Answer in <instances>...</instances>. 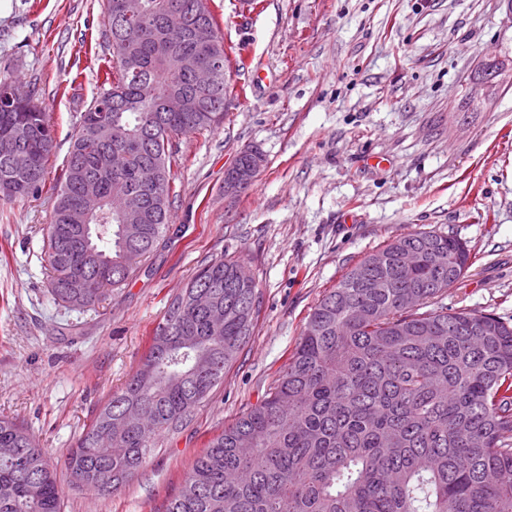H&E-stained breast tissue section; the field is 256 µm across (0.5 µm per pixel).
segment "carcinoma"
Returning <instances> with one entry per match:
<instances>
[{
    "instance_id": "obj_1",
    "label": "carcinoma",
    "mask_w": 512,
    "mask_h": 512,
    "mask_svg": "<svg viewBox=\"0 0 512 512\" xmlns=\"http://www.w3.org/2000/svg\"><path fill=\"white\" fill-rule=\"evenodd\" d=\"M106 0L102 35L112 48L103 90L82 112L47 233L54 300L98 304L165 241L171 223L172 140L224 120L229 82L207 90L182 72L211 31L230 61L207 0H143V24H118ZM0 79V137L19 151L0 159V199L32 194L54 143L35 94L11 99ZM185 97V112H162ZM130 169L108 156L144 127ZM101 206L83 230L84 187ZM115 192L142 207L112 211ZM415 251L419 262L402 263ZM472 265L467 242L435 230L393 238L342 275L256 404L211 438L161 512H512V323L448 310L437 300ZM211 284L220 325L192 306ZM260 296L240 263L209 261L170 302L139 368L101 405L65 459L68 485L107 499L146 462L155 441L182 429L224 381L256 327ZM0 512H61L57 473L22 424L0 417Z\"/></svg>"
}]
</instances>
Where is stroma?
Listing matches in <instances>:
<instances>
[{
	"instance_id": "35a3bbf8",
	"label": "stroma",
	"mask_w": 512,
	"mask_h": 512,
	"mask_svg": "<svg viewBox=\"0 0 512 512\" xmlns=\"http://www.w3.org/2000/svg\"><path fill=\"white\" fill-rule=\"evenodd\" d=\"M103 3L0 0V78L35 89L54 130L38 192L0 201V416L22 423L66 481L95 408L138 368L207 261L239 259L260 312L192 421L111 499L67 489L62 512H158L195 454L264 396L322 296L397 236L467 241L474 263L439 305L512 319V85L467 96L485 58H512L507 0H210L245 99L219 128L174 141L172 223L138 274L95 308L55 302L46 228L112 58ZM247 149L260 172L226 194Z\"/></svg>"
}]
</instances>
